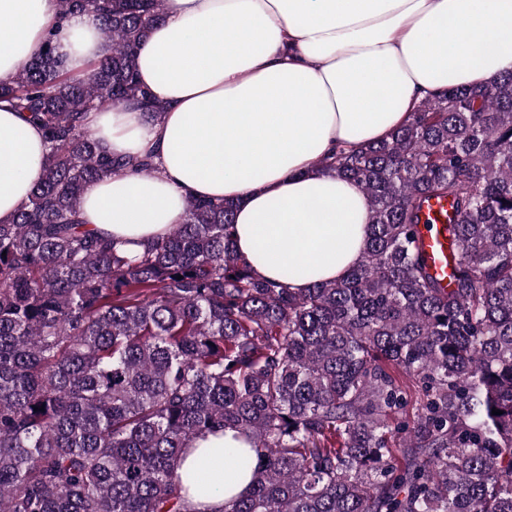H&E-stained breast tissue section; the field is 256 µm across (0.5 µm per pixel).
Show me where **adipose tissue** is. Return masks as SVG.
Returning <instances> with one entry per match:
<instances>
[{"label": "adipose tissue", "instance_id": "adipose-tissue-1", "mask_svg": "<svg viewBox=\"0 0 512 512\" xmlns=\"http://www.w3.org/2000/svg\"><path fill=\"white\" fill-rule=\"evenodd\" d=\"M57 31L66 70L103 51L98 20H60L57 0H0V79ZM512 70V0H166L145 40L138 79L165 106L161 122L116 107L89 125L116 156L152 157L146 177L92 184L80 220L137 253L185 218L189 200L235 202L236 250L262 279L298 269L300 291L347 274L365 244L366 194L316 161L386 139L446 82L477 85ZM46 152L41 126L0 101V224L28 201ZM227 429L198 438L178 471L221 493L222 512L251 474Z\"/></svg>", "mask_w": 512, "mask_h": 512}]
</instances>
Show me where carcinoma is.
Instances as JSON below:
<instances>
[{"label": "carcinoma", "instance_id": "obj_1", "mask_svg": "<svg viewBox=\"0 0 512 512\" xmlns=\"http://www.w3.org/2000/svg\"><path fill=\"white\" fill-rule=\"evenodd\" d=\"M59 12L98 18L91 70L68 77L51 33L0 80L47 143L0 224V512H199L177 471L225 429L252 484L222 512H512V70L450 82L389 139L314 164L354 181L370 219L345 277L295 292L288 270L252 274L229 202L190 201L141 253L83 229L91 184L155 171L87 116L161 121L137 65L165 0ZM433 200L450 208L446 288L419 240Z\"/></svg>", "mask_w": 512, "mask_h": 512}]
</instances>
